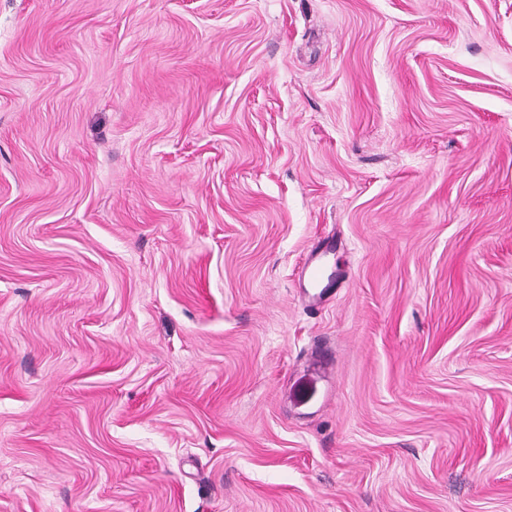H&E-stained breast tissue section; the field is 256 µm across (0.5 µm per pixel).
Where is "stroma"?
I'll return each mask as SVG.
<instances>
[{
	"instance_id": "obj_1",
	"label": "stroma",
	"mask_w": 512,
	"mask_h": 512,
	"mask_svg": "<svg viewBox=\"0 0 512 512\" xmlns=\"http://www.w3.org/2000/svg\"><path fill=\"white\" fill-rule=\"evenodd\" d=\"M0 512H512V0H0Z\"/></svg>"
}]
</instances>
